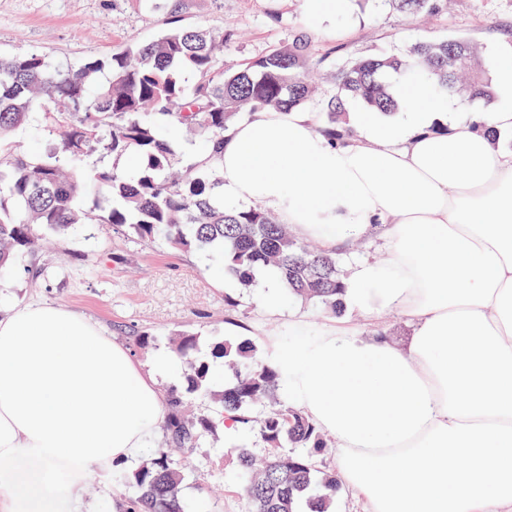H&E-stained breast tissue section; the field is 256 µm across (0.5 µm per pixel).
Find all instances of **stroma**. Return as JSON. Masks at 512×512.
Returning a JSON list of instances; mask_svg holds the SVG:
<instances>
[{
  "label": "stroma",
  "mask_w": 512,
  "mask_h": 512,
  "mask_svg": "<svg viewBox=\"0 0 512 512\" xmlns=\"http://www.w3.org/2000/svg\"><path fill=\"white\" fill-rule=\"evenodd\" d=\"M182 25L229 32L218 62L232 67L274 50L306 33L319 63L322 91L347 62L365 55L398 54L417 41L464 39L484 57L512 43V0H448L431 16L402 14L387 0H362L332 29L311 26L302 0H0V53L36 50L76 63L155 39L171 16ZM238 302L229 311L225 297ZM264 284L243 289L225 276L221 264L201 252H184L158 240L144 244L108 224H83L64 236L50 237L42 250L19 258L0 273V315L26 303H47L83 314L123 343L145 366L168 357L167 346L140 347L139 334L168 336L189 332L202 340L226 337L252 340L261 352L285 345L293 330L288 314L305 316L306 333L316 336L334 317L301 301L285 300L280 313L266 309ZM352 328L364 336H383L405 346L411 326L398 313L376 317L347 312ZM263 456L264 445L239 432L204 436L197 448L175 452L186 479L183 495L194 512H247L239 486L236 449ZM122 471L90 470L85 496L91 512H112L128 494Z\"/></svg>",
  "instance_id": "35a3bbf8"
}]
</instances>
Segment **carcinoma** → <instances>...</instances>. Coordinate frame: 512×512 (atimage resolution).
<instances>
[{
	"mask_svg": "<svg viewBox=\"0 0 512 512\" xmlns=\"http://www.w3.org/2000/svg\"><path fill=\"white\" fill-rule=\"evenodd\" d=\"M393 2L405 14L439 10V0ZM226 38L222 31L172 21L152 42L74 67L38 51L0 55L1 272L19 255L38 251L45 233L98 222L143 242L163 237L176 249L207 252L244 289L257 273L271 270L280 275L284 295L334 314L342 309L339 253L311 247L266 211L224 204L218 171L224 131L240 116L313 100L309 39L298 34L226 69L218 65ZM488 68L471 43L457 39L418 42L401 56L356 58L338 71L335 90L323 98L317 131L340 139L349 98L374 112L397 111L395 81L420 74L471 104L486 103L494 95ZM34 112L43 114L54 135L39 157L11 142ZM169 125L202 134L204 151L180 155L165 134ZM96 153H134L140 167L102 166L91 160ZM168 345L183 368V383L164 396L166 447L124 475L133 493L116 504L118 512H191L182 494L184 475L169 449L195 448L228 420L256 433L265 446L259 462L250 449H238L249 512H333L342 483L335 470L319 464L327 438L300 410L277 402L281 375L257 346L226 338L203 344L183 333L169 337ZM217 365L233 371L220 391ZM195 396L210 397L216 408L186 414Z\"/></svg>",
	"mask_w": 512,
	"mask_h": 512,
	"instance_id": "cac0c4a2",
	"label": "carcinoma"
}]
</instances>
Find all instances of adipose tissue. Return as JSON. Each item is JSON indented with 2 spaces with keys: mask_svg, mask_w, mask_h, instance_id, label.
<instances>
[{
  "mask_svg": "<svg viewBox=\"0 0 512 512\" xmlns=\"http://www.w3.org/2000/svg\"><path fill=\"white\" fill-rule=\"evenodd\" d=\"M491 66L472 112L426 80L419 106L352 105L339 143L299 108L224 134L225 201L328 251L382 231L386 265H352L341 301L398 311L406 346L338 320L269 356L365 512H512V46ZM169 369L57 306L0 317V512H86L87 471L136 469L164 423Z\"/></svg>",
  "mask_w": 512,
  "mask_h": 512,
  "instance_id": "obj_1",
  "label": "adipose tissue"
}]
</instances>
